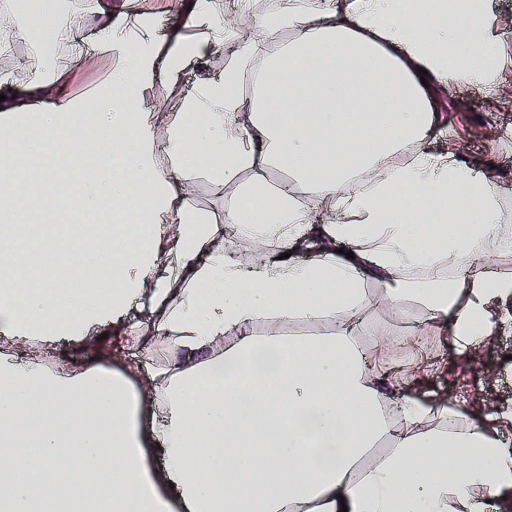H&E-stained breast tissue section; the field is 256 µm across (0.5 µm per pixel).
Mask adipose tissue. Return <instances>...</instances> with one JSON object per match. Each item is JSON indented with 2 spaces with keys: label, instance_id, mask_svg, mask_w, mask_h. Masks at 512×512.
<instances>
[{
  "label": "adipose tissue",
  "instance_id": "adipose-tissue-1",
  "mask_svg": "<svg viewBox=\"0 0 512 512\" xmlns=\"http://www.w3.org/2000/svg\"><path fill=\"white\" fill-rule=\"evenodd\" d=\"M192 10L201 37L163 54L138 14L101 7L97 50L113 75L97 96L107 112L68 95L66 75L49 84L31 72L20 97L15 75L0 72V158L38 161L0 191V220L23 226L44 256L70 260L68 278L30 287L17 240L0 233V512H504L512 445L498 430L478 417L448 434L428 430L433 414H454L443 401L406 398L384 418L352 337L254 333L269 317L360 311L371 302L367 269L389 307L416 296L458 354L498 334L495 305L512 298V277L482 265L512 252L499 188L459 150L427 146L439 92L498 97L512 85L488 0H290L256 17L240 42L221 0ZM79 26L57 0H39L0 40L33 29L53 44ZM285 30L291 39L278 41ZM223 44L234 47L223 79L203 78L181 112H166L155 85ZM254 66L265 78L246 102L237 88ZM191 145L215 187L252 173L223 225L157 164L162 153L179 167ZM404 150L407 163L388 165ZM274 162L309 191L310 206L267 191ZM88 165L107 182L71 191ZM358 172L367 180L346 190ZM106 201L105 241L30 222L37 211ZM326 209L353 219L322 225L328 248L301 253L313 211ZM243 234L264 246L246 263L233 248ZM344 243L352 256L335 252ZM146 296L157 315L141 333L169 341L180 361L142 391L128 381L138 364L114 371L98 346ZM62 341L89 350L87 363L44 367L40 350ZM381 439L393 454L356 474ZM157 456L164 467L152 466Z\"/></svg>",
  "mask_w": 512,
  "mask_h": 512
}]
</instances>
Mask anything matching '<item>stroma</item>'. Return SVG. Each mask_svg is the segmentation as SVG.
I'll list each match as a JSON object with an SVG mask.
<instances>
[{
    "label": "stroma",
    "instance_id": "obj_1",
    "mask_svg": "<svg viewBox=\"0 0 512 512\" xmlns=\"http://www.w3.org/2000/svg\"><path fill=\"white\" fill-rule=\"evenodd\" d=\"M137 9L152 22L160 14H171V24L183 40L199 37L190 11L180 9L179 0H137ZM227 64L224 50H217L209 56L207 65L187 63L171 81L158 84L155 92L165 100L166 111H180L200 79L220 77ZM437 106L440 118L435 129L436 146L459 148L483 172L493 174L500 188L505 222L512 227V102L471 88L440 94ZM249 180V172H237L232 186L218 194L212 190L210 179L192 165H184L176 174L177 183L192 188V207L208 212L219 224L236 209L237 191ZM362 287L376 299L362 316L338 312L316 320L263 321L255 331L301 338L355 332L357 342L371 358L372 374L383 381L385 396L381 406L387 416L393 415V402L398 398L426 404L450 400L460 404L461 416L429 423L430 428L447 433L461 426L465 416L496 418L512 411V322L473 356L463 357L456 353L448 334L428 324L425 309L414 298L405 299L401 309L394 310L379 302L381 287L375 277L364 279ZM145 343V338L140 337L112 345L113 369H123L131 360L140 361L142 370L135 379L140 386L150 374L168 365L164 354L145 357Z\"/></svg>",
    "mask_w": 512,
    "mask_h": 512
}]
</instances>
